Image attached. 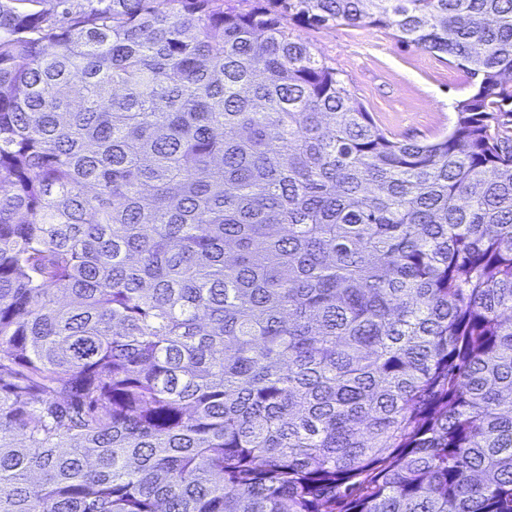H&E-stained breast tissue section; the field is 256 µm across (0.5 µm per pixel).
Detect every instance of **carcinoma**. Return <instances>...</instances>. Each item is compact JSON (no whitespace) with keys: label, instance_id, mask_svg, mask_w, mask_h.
Wrapping results in <instances>:
<instances>
[{"label":"carcinoma","instance_id":"carcinoma-1","mask_svg":"<svg viewBox=\"0 0 512 512\" xmlns=\"http://www.w3.org/2000/svg\"><path fill=\"white\" fill-rule=\"evenodd\" d=\"M0 0V512H512V0ZM473 79L388 136L287 22Z\"/></svg>","mask_w":512,"mask_h":512}]
</instances>
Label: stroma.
Masks as SVG:
<instances>
[{
	"label": "stroma",
	"instance_id": "1",
	"mask_svg": "<svg viewBox=\"0 0 512 512\" xmlns=\"http://www.w3.org/2000/svg\"><path fill=\"white\" fill-rule=\"evenodd\" d=\"M289 31L334 68L376 124L398 139L423 143L445 135L456 121V102L471 90L467 71L448 56L401 42L389 28H313L293 21Z\"/></svg>",
	"mask_w": 512,
	"mask_h": 512
}]
</instances>
